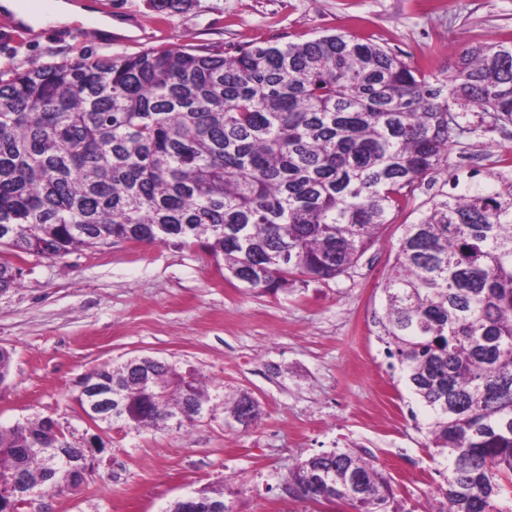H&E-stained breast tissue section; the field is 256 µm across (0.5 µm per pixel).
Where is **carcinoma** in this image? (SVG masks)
<instances>
[{
    "label": "carcinoma",
    "instance_id": "1",
    "mask_svg": "<svg viewBox=\"0 0 512 512\" xmlns=\"http://www.w3.org/2000/svg\"><path fill=\"white\" fill-rule=\"evenodd\" d=\"M471 112L512 123V42L463 48L448 79L371 40L150 49L82 57L0 78V253L61 258L112 239L196 246L224 278L275 296L299 279L349 272L471 131ZM438 191L405 225L372 322L429 409L444 466L437 512H512V178ZM19 269L0 257V289ZM111 412L84 391L94 425L163 430L213 414L251 423L246 392L139 358L91 371ZM84 437L51 417L0 424V512L72 489L89 474ZM289 482L315 502L398 512L374 462L352 448L299 461Z\"/></svg>",
    "mask_w": 512,
    "mask_h": 512
}]
</instances>
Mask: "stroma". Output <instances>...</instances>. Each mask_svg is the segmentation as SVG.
I'll return each instance as SVG.
<instances>
[{
  "mask_svg": "<svg viewBox=\"0 0 512 512\" xmlns=\"http://www.w3.org/2000/svg\"><path fill=\"white\" fill-rule=\"evenodd\" d=\"M112 34L30 32L0 40V73L82 56L149 48L288 42L345 32L412 65L446 76L461 47L512 39V0H119ZM449 165L428 175L392 213L350 274L296 283L278 296L246 293L199 248L127 241L61 259L28 257L16 287L0 294V348L12 356L0 385V423L49 416L84 429L78 398L92 369L152 357L191 369L209 384L241 390L259 420L223 415L164 431L100 426L95 471L73 492L49 494L42 512H164L223 482L233 512H354L290 488L300 459L336 448L371 456L398 512H434L443 482L420 428L429 412L390 365L371 323L403 234L429 196L473 169L512 177V126L470 115Z\"/></svg>",
  "mask_w": 512,
  "mask_h": 512,
  "instance_id": "35a3bbf8",
  "label": "stroma"
}]
</instances>
